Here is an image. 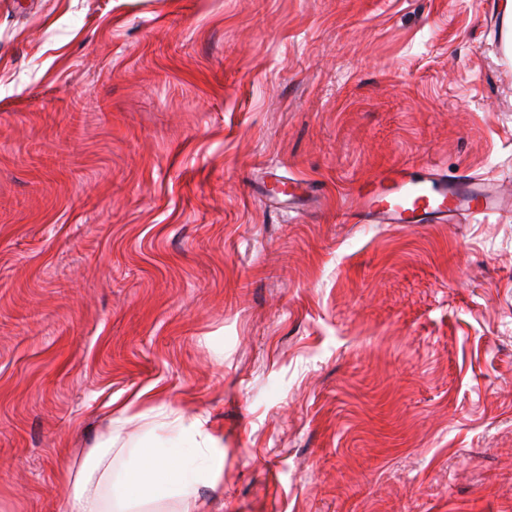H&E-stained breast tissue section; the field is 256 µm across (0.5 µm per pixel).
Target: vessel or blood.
I'll return each mask as SVG.
<instances>
[{"mask_svg":"<svg viewBox=\"0 0 512 512\" xmlns=\"http://www.w3.org/2000/svg\"><path fill=\"white\" fill-rule=\"evenodd\" d=\"M272 180L287 184L292 199L322 196L316 184L303 178L287 180L276 174ZM501 204L491 185L479 176H451L432 165L393 164L356 190L345 220L350 224H460Z\"/></svg>","mask_w":512,"mask_h":512,"instance_id":"obj_1","label":"vessel or blood"}]
</instances>
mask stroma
<instances>
[{
	"label": "stroma",
	"instance_id": "obj_1",
	"mask_svg": "<svg viewBox=\"0 0 512 512\" xmlns=\"http://www.w3.org/2000/svg\"><path fill=\"white\" fill-rule=\"evenodd\" d=\"M502 0H0V512L206 421L197 512H512V212L343 224L397 163L512 199ZM322 183L268 207L267 168Z\"/></svg>",
	"mask_w": 512,
	"mask_h": 512
}]
</instances>
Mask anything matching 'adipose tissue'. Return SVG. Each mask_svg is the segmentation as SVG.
I'll return each mask as SVG.
<instances>
[{"instance_id":"1","label":"adipose tissue","mask_w":512,"mask_h":512,"mask_svg":"<svg viewBox=\"0 0 512 512\" xmlns=\"http://www.w3.org/2000/svg\"><path fill=\"white\" fill-rule=\"evenodd\" d=\"M172 425L179 437L193 446L192 458L145 439L124 471L112 467V447L119 432H110L86 458L79 470L68 476L74 512H135L141 505L178 500L181 512H195V487L210 480L220 465L217 438L202 419L176 417Z\"/></svg>"}]
</instances>
